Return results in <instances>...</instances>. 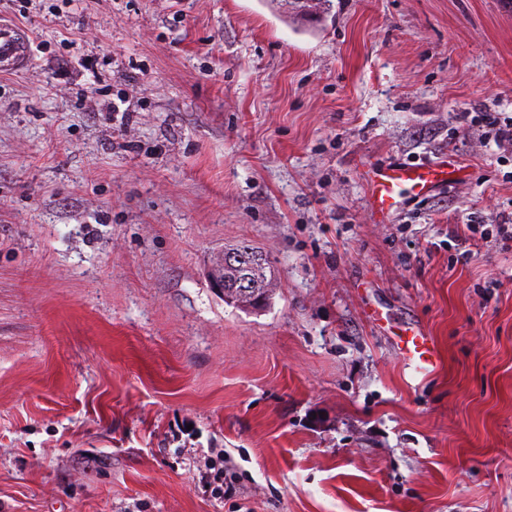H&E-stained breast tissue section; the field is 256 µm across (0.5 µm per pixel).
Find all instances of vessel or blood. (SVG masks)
<instances>
[{"instance_id":"obj_1","label":"vessel or blood","mask_w":512,"mask_h":512,"mask_svg":"<svg viewBox=\"0 0 512 512\" xmlns=\"http://www.w3.org/2000/svg\"><path fill=\"white\" fill-rule=\"evenodd\" d=\"M30 61V40L22 27L0 20V73L23 70ZM443 166L412 167L394 163L377 166L369 173L372 206L378 212L389 214L399 210L408 195H423L436 182L443 180ZM397 346L405 359L416 368L426 369L436 363V350L431 336L423 329L400 337Z\"/></svg>"}]
</instances>
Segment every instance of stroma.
I'll return each mask as SVG.
<instances>
[{
    "instance_id": "stroma-1",
    "label": "stroma",
    "mask_w": 512,
    "mask_h": 512,
    "mask_svg": "<svg viewBox=\"0 0 512 512\" xmlns=\"http://www.w3.org/2000/svg\"><path fill=\"white\" fill-rule=\"evenodd\" d=\"M0 512H512L503 0H0ZM449 161L398 212L367 172ZM271 261L267 308L207 278ZM425 330L435 368L395 339ZM223 450L235 497L205 481ZM30 61L29 34L22 27L0 19V73L19 72ZM459 112L461 118L468 119L477 127L482 143L491 141L501 152L512 153V114L508 112ZM510 114V115H509Z\"/></svg>"
}]
</instances>
